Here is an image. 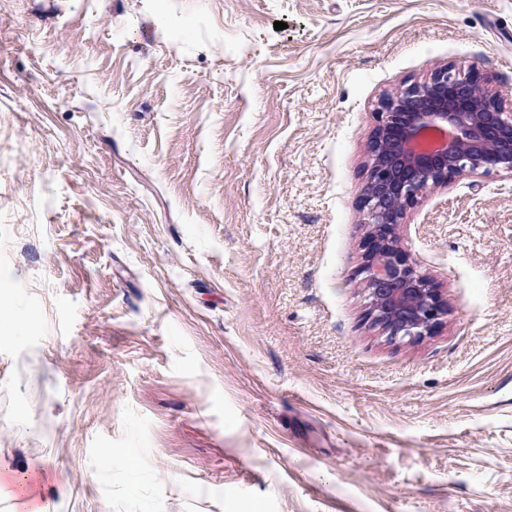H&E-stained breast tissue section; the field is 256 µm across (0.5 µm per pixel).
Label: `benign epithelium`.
<instances>
[{"instance_id": "benign-epithelium-1", "label": "benign epithelium", "mask_w": 512, "mask_h": 512, "mask_svg": "<svg viewBox=\"0 0 512 512\" xmlns=\"http://www.w3.org/2000/svg\"><path fill=\"white\" fill-rule=\"evenodd\" d=\"M472 66L453 65L384 98L371 136L366 187L360 199L367 231L359 273L366 284V320L390 342L435 335L448 299L399 245L397 228L423 192L468 174L512 177V104L487 93Z\"/></svg>"}]
</instances>
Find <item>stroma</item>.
I'll return each mask as SVG.
<instances>
[{"label":"stroma","instance_id":"35a3bbf8","mask_svg":"<svg viewBox=\"0 0 512 512\" xmlns=\"http://www.w3.org/2000/svg\"><path fill=\"white\" fill-rule=\"evenodd\" d=\"M448 64L512 99V0H0V478L45 512H512V177L398 228L437 334L388 342L357 273L373 112Z\"/></svg>","mask_w":512,"mask_h":512}]
</instances>
